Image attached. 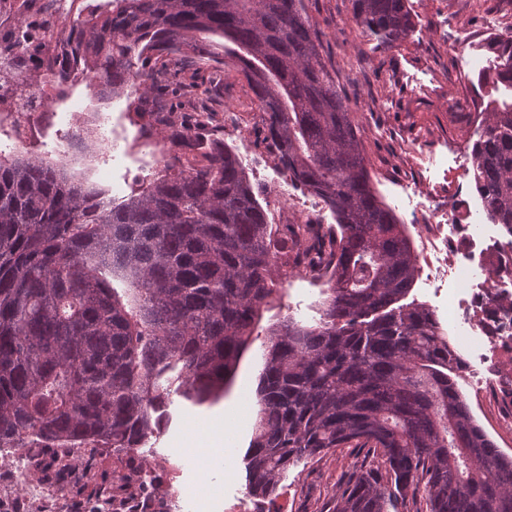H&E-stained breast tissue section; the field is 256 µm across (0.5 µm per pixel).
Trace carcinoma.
I'll return each instance as SVG.
<instances>
[{
	"label": "carcinoma",
	"instance_id": "obj_1",
	"mask_svg": "<svg viewBox=\"0 0 512 512\" xmlns=\"http://www.w3.org/2000/svg\"><path fill=\"white\" fill-rule=\"evenodd\" d=\"M352 21L394 46L406 0H351ZM0 38V108L81 75L147 97L187 59L233 61L289 180L321 197L336 231L267 223L240 155L197 144L166 109V137L192 157L115 203L57 162L0 155V448H110L160 438L175 398L224 395L276 291L280 256L328 275L319 319L289 317L263 343L248 496L275 495L303 458L357 448L334 512H512V457L475 423L452 374L463 360L434 314L399 301L416 259L373 193L350 108L304 0H69L61 36L45 20ZM493 85L512 89V31L496 36ZM472 143L484 211L512 234V102L487 101Z\"/></svg>",
	"mask_w": 512,
	"mask_h": 512
}]
</instances>
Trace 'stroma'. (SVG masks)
Instances as JSON below:
<instances>
[{"label":"stroma","instance_id":"1","mask_svg":"<svg viewBox=\"0 0 512 512\" xmlns=\"http://www.w3.org/2000/svg\"><path fill=\"white\" fill-rule=\"evenodd\" d=\"M306 5L352 112L370 186L394 211L411 241L417 272L406 300L429 309L440 325H447L448 295L460 293L463 284L454 272L443 269V262L458 260L459 242L512 235L484 214L478 223L449 232L440 227L450 198L476 194L467 147L477 138L478 114L489 91L478 76L493 54L491 37L512 27V0H408L411 26L394 47L351 24L350 0H306ZM490 19L496 29L487 28ZM69 90L56 112L34 121L20 155L44 156L48 144L58 139L95 138V117L107 114L116 136L129 144V155L109 176L103 156L84 148L75 152L70 171L110 189L120 201L183 154L181 145L168 141L161 144L160 162L140 151L149 119L134 110L137 86L104 93L78 79ZM251 96L247 82L229 65L208 98L184 96L181 109L190 117L199 108L211 110L214 120L203 129V137L219 136L236 151H248L245 171L261 192L269 223L291 224L312 215L324 227L335 226L336 218L321 198L288 185L273 148L264 140L262 114L249 107ZM283 183L288 186L284 197L277 191ZM325 286L324 277L305 270L278 279L223 398L178 407L166 433L147 449L150 483L137 482L139 462L122 452L24 448L20 454L29 462L24 478L0 469V512H103L99 495L110 485L127 489L121 512H333L336 489L360 458L356 449L339 448L291 466L273 500L262 503L246 494L243 463L259 409L262 344L286 317L314 323V307ZM448 339L464 361L454 377L459 392L476 423L512 456V363L498 356L494 337L476 336L467 345L453 333ZM219 430L224 433L223 474L215 478L205 471L196 451Z\"/></svg>","mask_w":512,"mask_h":512}]
</instances>
